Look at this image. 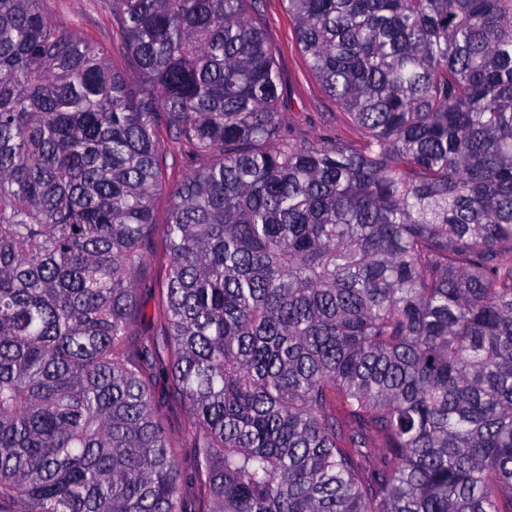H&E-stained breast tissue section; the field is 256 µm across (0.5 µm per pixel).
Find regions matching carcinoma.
Segmentation results:
<instances>
[{"label": "carcinoma", "instance_id": "obj_1", "mask_svg": "<svg viewBox=\"0 0 512 512\" xmlns=\"http://www.w3.org/2000/svg\"><path fill=\"white\" fill-rule=\"evenodd\" d=\"M282 3L359 141L290 138L257 0H106L128 71L0 0V512H512V0ZM170 199L168 193L159 195L154 205L153 249L146 264L135 277L138 288L139 307L142 314L134 325L136 337L152 336L159 328L162 315V282L165 279L163 260L164 229L168 217ZM153 394L173 444L178 448L183 469L193 470V448L188 444L189 416L183 403L173 394L171 382L165 377L153 381Z\"/></svg>", "mask_w": 512, "mask_h": 512}]
</instances>
